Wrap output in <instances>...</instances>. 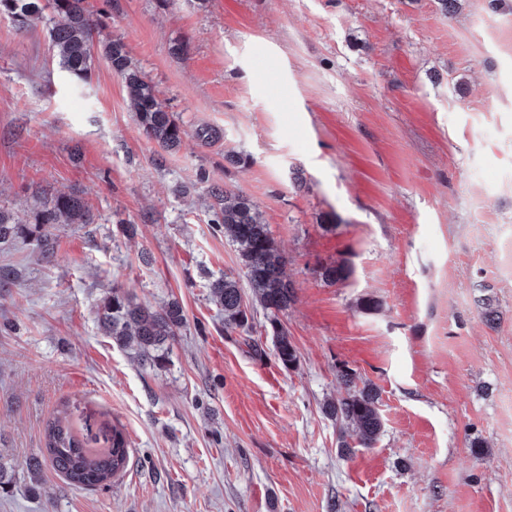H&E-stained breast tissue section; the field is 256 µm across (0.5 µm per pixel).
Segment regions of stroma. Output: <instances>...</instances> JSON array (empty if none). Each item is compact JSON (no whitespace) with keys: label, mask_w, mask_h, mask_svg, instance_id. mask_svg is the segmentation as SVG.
Segmentation results:
<instances>
[{"label":"stroma","mask_w":512,"mask_h":512,"mask_svg":"<svg viewBox=\"0 0 512 512\" xmlns=\"http://www.w3.org/2000/svg\"><path fill=\"white\" fill-rule=\"evenodd\" d=\"M90 2L188 135L160 153L120 74L69 78L46 21L0 17V208L24 223L0 249V512H512V0ZM214 186L248 195L288 258L294 367L263 311L228 331L207 297L205 276L241 269ZM63 192L93 223L39 228ZM334 263L343 281L319 275ZM116 286L182 305L163 366L102 334ZM342 365L383 418L346 456L322 410ZM64 408L89 440L122 430L126 470L58 475L44 432Z\"/></svg>","instance_id":"stroma-1"}]
</instances>
